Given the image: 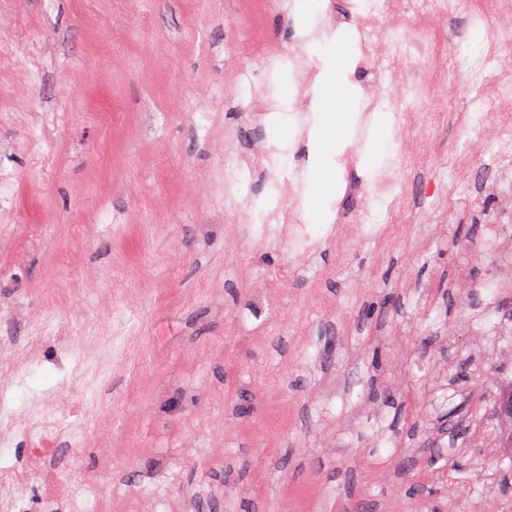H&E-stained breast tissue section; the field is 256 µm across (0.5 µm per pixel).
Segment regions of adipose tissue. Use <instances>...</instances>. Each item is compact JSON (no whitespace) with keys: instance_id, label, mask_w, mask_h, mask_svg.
I'll return each instance as SVG.
<instances>
[{"instance_id":"ef3b65f1","label":"adipose tissue","mask_w":512,"mask_h":512,"mask_svg":"<svg viewBox=\"0 0 512 512\" xmlns=\"http://www.w3.org/2000/svg\"><path fill=\"white\" fill-rule=\"evenodd\" d=\"M348 45L337 41L330 60L319 74L316 97V113L309 131L313 153L311 167L314 182L318 187L329 184L327 173L334 157L342 155L349 143L348 132L359 121V114L353 99L337 100L333 89L341 80L346 69Z\"/></svg>"}]
</instances>
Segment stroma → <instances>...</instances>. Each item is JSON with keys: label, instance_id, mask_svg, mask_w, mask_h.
I'll use <instances>...</instances> for the list:
<instances>
[{"label": "stroma", "instance_id": "1", "mask_svg": "<svg viewBox=\"0 0 512 512\" xmlns=\"http://www.w3.org/2000/svg\"><path fill=\"white\" fill-rule=\"evenodd\" d=\"M351 3L0 0V335L23 355L0 364L22 412L0 467L21 472L24 512L54 499L71 512H453L466 483L469 512H512V473L496 465L512 420L464 407L484 375L493 394L512 389V288L483 251L495 235L512 245L501 144L466 124L469 75L424 86L445 53L433 39L407 46L416 70L366 72ZM323 25L314 68L338 37L355 48L336 96L386 114L408 83L416 111L444 96L448 112L418 132L401 222L361 225L339 254L332 222L375 203L353 144L305 261L250 245L279 189L241 177L228 208L224 139L266 142L309 193L314 86L263 59ZM274 91L282 108L264 111ZM260 283L274 301L258 317ZM56 324L85 358L59 411L77 441L60 478L25 467L31 399L66 372Z\"/></svg>", "mask_w": 512, "mask_h": 512}]
</instances>
